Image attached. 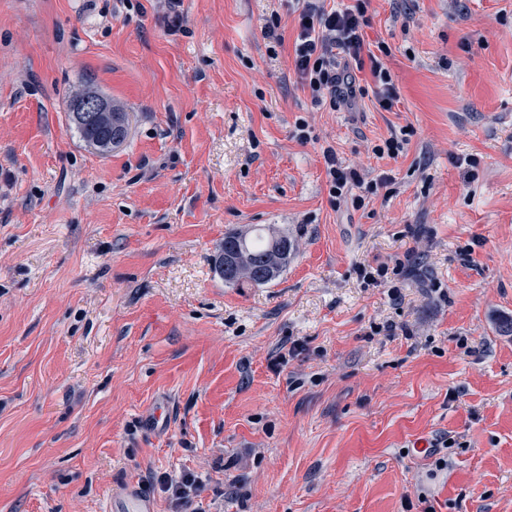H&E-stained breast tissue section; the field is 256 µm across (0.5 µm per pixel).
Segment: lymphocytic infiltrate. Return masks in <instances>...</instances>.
Segmentation results:
<instances>
[{"label": "lymphocytic infiltrate", "instance_id": "lymphocytic-infiltrate-1", "mask_svg": "<svg viewBox=\"0 0 512 512\" xmlns=\"http://www.w3.org/2000/svg\"><path fill=\"white\" fill-rule=\"evenodd\" d=\"M296 15L297 35L293 43L294 65L300 86L310 93L314 105L330 108H353L357 99L373 94L380 108L392 111L398 93L390 72L377 56L363 58L362 31L370 23L369 0H355L353 5L337 8L328 0H290ZM369 67L374 87L360 86L355 68ZM329 196L332 205L351 200L354 207H363L368 196L391 184L390 175L367 182L357 170L343 165L333 149L324 152ZM151 483L176 506L205 512L194 502L202 487L198 475L190 472L151 475Z\"/></svg>", "mask_w": 512, "mask_h": 512}]
</instances>
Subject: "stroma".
Listing matches in <instances>:
<instances>
[{
    "label": "stroma",
    "instance_id": "obj_1",
    "mask_svg": "<svg viewBox=\"0 0 512 512\" xmlns=\"http://www.w3.org/2000/svg\"><path fill=\"white\" fill-rule=\"evenodd\" d=\"M369 13L390 112L313 106L285 0H0V512H174L178 471L211 512H512V0ZM88 87L130 118L104 155ZM327 147L391 193L333 206ZM254 224L297 250L225 285ZM77 103L78 100L74 98L73 112L69 113L72 125L87 144L101 153L109 152L112 140L121 135L124 136L123 115L114 113L112 123L102 122L98 125L88 126L77 119L78 112H75ZM122 141V139L117 138L112 145H119ZM282 234V233H281ZM295 248L287 234L275 237L270 229L267 235L258 232L250 237L247 232H231L224 236L215 260V270L229 286L248 283L263 286L275 281L288 266ZM234 253L239 259L246 256L245 270L227 265L224 256ZM148 479L151 483L158 485L160 491L167 494L172 503L185 509L193 505L202 487L201 478L190 472H182L178 475L150 473Z\"/></svg>",
    "mask_w": 512,
    "mask_h": 512
}]
</instances>
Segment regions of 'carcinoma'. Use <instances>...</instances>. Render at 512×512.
<instances>
[{
	"mask_svg": "<svg viewBox=\"0 0 512 512\" xmlns=\"http://www.w3.org/2000/svg\"><path fill=\"white\" fill-rule=\"evenodd\" d=\"M123 108H117L112 122H102L88 126L77 119V112L69 113L70 121L80 137L101 153L110 151L112 140L124 134ZM294 252V243L283 234L257 233L251 237L246 232H231L224 236V245L220 247L215 260V270L224 279V284L237 286L248 283L263 286L275 281L288 266V259ZM233 253L237 257H246L245 269L227 265L224 256Z\"/></svg>",
	"mask_w": 512,
	"mask_h": 512,
	"instance_id": "obj_1",
	"label": "carcinoma"
}]
</instances>
